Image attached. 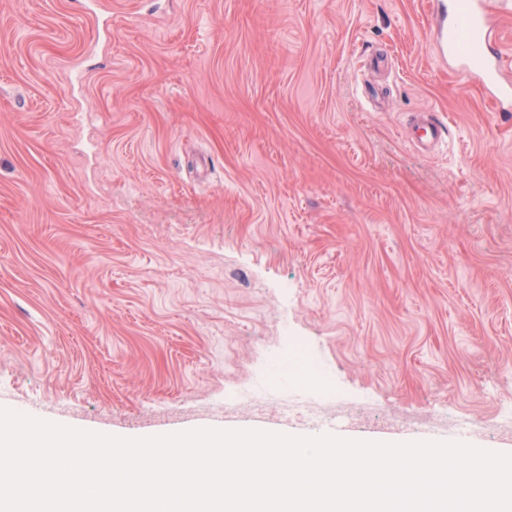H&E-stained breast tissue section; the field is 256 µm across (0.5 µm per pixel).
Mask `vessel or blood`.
I'll return each instance as SVG.
<instances>
[{
  "label": "vessel or blood",
  "instance_id": "obj_1",
  "mask_svg": "<svg viewBox=\"0 0 512 512\" xmlns=\"http://www.w3.org/2000/svg\"><path fill=\"white\" fill-rule=\"evenodd\" d=\"M430 17L437 58L481 86L498 111L512 112V82L503 75L507 58L490 39L497 21L480 0H470L468 13L460 19L434 0ZM410 131L412 143L424 149L435 148L448 137L447 124L432 112L418 113Z\"/></svg>",
  "mask_w": 512,
  "mask_h": 512
}]
</instances>
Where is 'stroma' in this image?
Instances as JSON below:
<instances>
[{
  "label": "stroma",
  "mask_w": 512,
  "mask_h": 512,
  "mask_svg": "<svg viewBox=\"0 0 512 512\" xmlns=\"http://www.w3.org/2000/svg\"><path fill=\"white\" fill-rule=\"evenodd\" d=\"M429 2L0 0V408L310 434L283 396L315 376L224 403L292 337L328 434L512 455V113ZM411 142L432 149L448 137V125L433 112H420L410 124Z\"/></svg>",
  "instance_id": "35a3bbf8"
}]
</instances>
